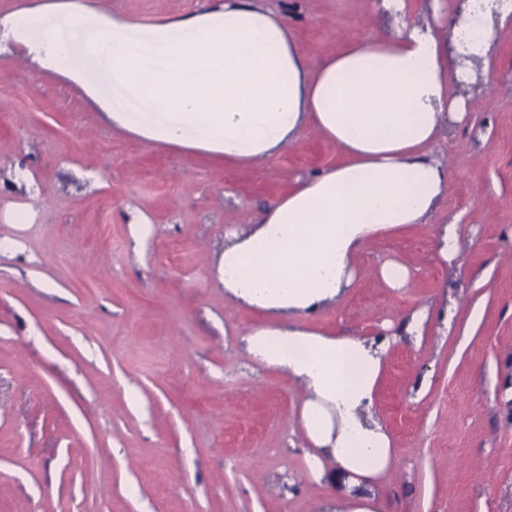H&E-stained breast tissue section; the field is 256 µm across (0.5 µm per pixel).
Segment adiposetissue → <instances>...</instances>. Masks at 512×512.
<instances>
[{"instance_id":"adipose-tissue-1","label":"adipose tissue","mask_w":512,"mask_h":512,"mask_svg":"<svg viewBox=\"0 0 512 512\" xmlns=\"http://www.w3.org/2000/svg\"><path fill=\"white\" fill-rule=\"evenodd\" d=\"M388 8L400 21L392 40L353 44L314 69L261 0H210L153 24L89 0L0 16L8 43L81 87L113 127L142 141L247 166L310 127L345 155L233 233L216 265L236 299L286 317L250 331L246 349L308 390L300 422L314 475L328 460L363 479L388 470V435L360 415L373 404L387 344L326 336L293 318L336 302L368 237L432 216L450 187L433 147L468 112L452 88L494 70V0H469L450 19L443 0H431L434 20L424 25L406 21L405 0Z\"/></svg>"}]
</instances>
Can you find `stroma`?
<instances>
[{
	"label": "stroma",
	"instance_id": "obj_1",
	"mask_svg": "<svg viewBox=\"0 0 512 512\" xmlns=\"http://www.w3.org/2000/svg\"><path fill=\"white\" fill-rule=\"evenodd\" d=\"M142 22L206 0H91ZM320 64L389 35L384 0H265ZM495 88H459L450 191L430 220L365 241L336 304L303 327L388 339L368 418L396 453L376 512H512V19ZM306 131L249 168L113 128L66 78L0 53V512H331L351 477L306 464L303 389L259 365L247 329L277 313L218 281L226 236L336 166ZM31 189L16 187L18 171ZM149 232L138 242L131 216ZM454 226L457 253L444 258ZM395 261L410 282L376 269ZM450 310L403 334L411 315Z\"/></svg>",
	"mask_w": 512,
	"mask_h": 512
}]
</instances>
